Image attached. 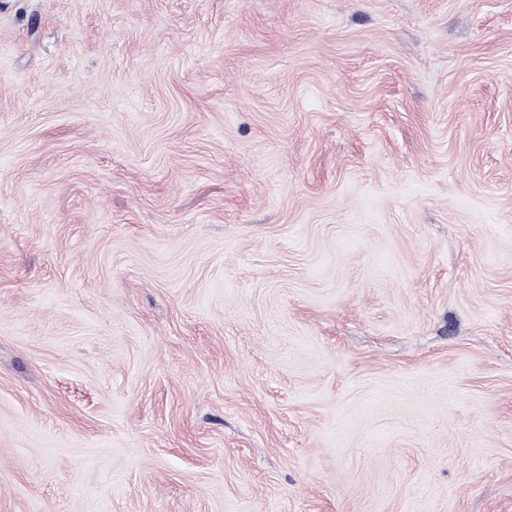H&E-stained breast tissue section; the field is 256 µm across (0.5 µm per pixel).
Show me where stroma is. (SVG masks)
<instances>
[{"label": "stroma", "mask_w": 512, "mask_h": 512, "mask_svg": "<svg viewBox=\"0 0 512 512\" xmlns=\"http://www.w3.org/2000/svg\"><path fill=\"white\" fill-rule=\"evenodd\" d=\"M0 512H512V0H0Z\"/></svg>", "instance_id": "1"}]
</instances>
